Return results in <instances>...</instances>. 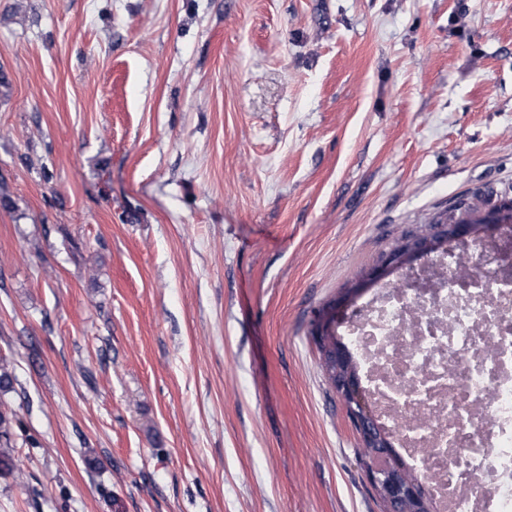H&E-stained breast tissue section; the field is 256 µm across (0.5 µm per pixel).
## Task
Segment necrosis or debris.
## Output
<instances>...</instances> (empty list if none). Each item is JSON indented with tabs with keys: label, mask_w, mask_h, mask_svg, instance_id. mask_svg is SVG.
Masks as SVG:
<instances>
[{
	"label": "necrosis or debris",
	"mask_w": 512,
	"mask_h": 512,
	"mask_svg": "<svg viewBox=\"0 0 512 512\" xmlns=\"http://www.w3.org/2000/svg\"><path fill=\"white\" fill-rule=\"evenodd\" d=\"M459 256L379 289L343 336L436 512H512V260Z\"/></svg>",
	"instance_id": "necrosis-or-debris-1"
}]
</instances>
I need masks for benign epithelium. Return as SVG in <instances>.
<instances>
[{"label": "benign epithelium", "mask_w": 512, "mask_h": 512, "mask_svg": "<svg viewBox=\"0 0 512 512\" xmlns=\"http://www.w3.org/2000/svg\"><path fill=\"white\" fill-rule=\"evenodd\" d=\"M501 228L499 224H472L464 215L452 223L441 222L428 225L427 232L404 239L400 244L385 252L378 263L368 270L352 289L336 302L333 309H340L344 303L362 293L366 288L381 281L394 271L414 268V263L436 247L452 242L466 243L477 238L483 230ZM336 366L345 372H336L335 387L342 397H357L362 393L360 379L353 370V355L342 342L334 348ZM349 420L357 429L364 447L373 449L372 461L365 467V476L371 487L379 493L391 512L401 503L412 505L411 512H426L428 503L424 489L415 483L399 477L394 465L390 464L391 444L385 441L384 431L377 417L364 405L355 407L344 401Z\"/></svg>", "instance_id": "obj_1"}]
</instances>
